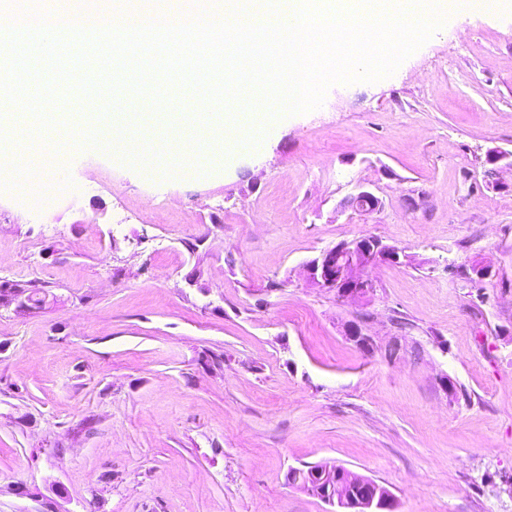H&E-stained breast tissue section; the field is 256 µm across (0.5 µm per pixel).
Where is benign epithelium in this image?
Here are the masks:
<instances>
[{
	"label": "benign epithelium",
	"instance_id": "benign-epithelium-1",
	"mask_svg": "<svg viewBox=\"0 0 512 512\" xmlns=\"http://www.w3.org/2000/svg\"><path fill=\"white\" fill-rule=\"evenodd\" d=\"M380 206V200L371 191L360 187L343 202V208L360 214H369ZM400 250L382 241L364 237L343 241L323 251L307 266L309 279L321 288H329L345 300L367 295L371 284L363 278V271L381 262H398ZM366 486L364 496L350 505L352 512H391L394 501L391 494L376 482L358 477Z\"/></svg>",
	"mask_w": 512,
	"mask_h": 512
}]
</instances>
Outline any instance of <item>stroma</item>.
<instances>
[{"mask_svg":"<svg viewBox=\"0 0 512 512\" xmlns=\"http://www.w3.org/2000/svg\"><path fill=\"white\" fill-rule=\"evenodd\" d=\"M191 99L120 96L152 146ZM18 120L0 283L39 302L0 305V512H336L287 480L316 464L396 512H512V166L487 161L512 154V0L203 175ZM359 185L377 211L341 209ZM359 237L403 257L345 301L306 266Z\"/></svg>","mask_w":512,"mask_h":512,"instance_id":"1","label":"stroma"}]
</instances>
